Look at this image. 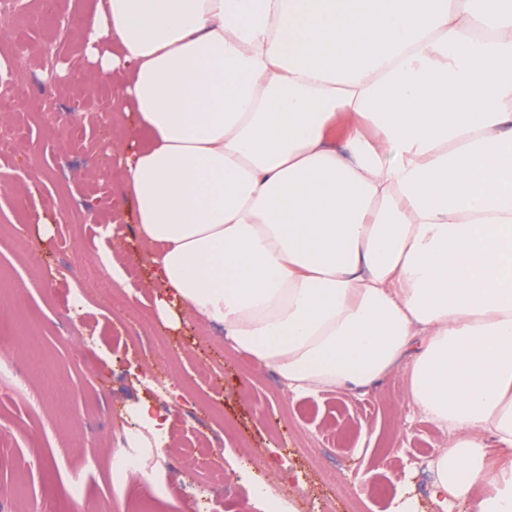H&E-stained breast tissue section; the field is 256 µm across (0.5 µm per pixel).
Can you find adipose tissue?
Instances as JSON below:
<instances>
[{"mask_svg":"<svg viewBox=\"0 0 512 512\" xmlns=\"http://www.w3.org/2000/svg\"><path fill=\"white\" fill-rule=\"evenodd\" d=\"M93 77L155 311L293 394L381 380L452 435L433 500L512 512V0H98Z\"/></svg>","mask_w":512,"mask_h":512,"instance_id":"1","label":"adipose tissue"}]
</instances>
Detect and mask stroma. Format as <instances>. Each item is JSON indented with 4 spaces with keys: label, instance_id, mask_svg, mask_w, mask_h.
Returning a JSON list of instances; mask_svg holds the SVG:
<instances>
[{
    "label": "stroma",
    "instance_id": "stroma-1",
    "mask_svg": "<svg viewBox=\"0 0 512 512\" xmlns=\"http://www.w3.org/2000/svg\"><path fill=\"white\" fill-rule=\"evenodd\" d=\"M13 36L41 56L51 25L34 24L41 7L22 0ZM56 76L33 64L20 78L33 98L75 114L76 126L31 118L19 139L24 154L0 155V172L20 178L0 189V365L11 366L25 398L0 386V512H137L139 497L109 494L124 442L112 424L147 435L139 409L166 413L155 446L165 496L152 512H390L406 491L415 512H460L430 497L433 460L448 433L427 421L409 393L407 363L378 384L321 396H293L277 374L231 347L223 328L191 321L172 328L155 315L148 251L133 203L106 153L129 140L124 118L100 121L112 83L77 84L89 71L77 34H67ZM35 191H26V182ZM44 216L37 224L35 216ZM112 252L126 271L113 305L101 303ZM207 449L231 477L209 484L205 471L172 462ZM368 479L352 481L360 471ZM263 482L265 495L253 492Z\"/></svg>",
    "mask_w": 512,
    "mask_h": 512
}]
</instances>
